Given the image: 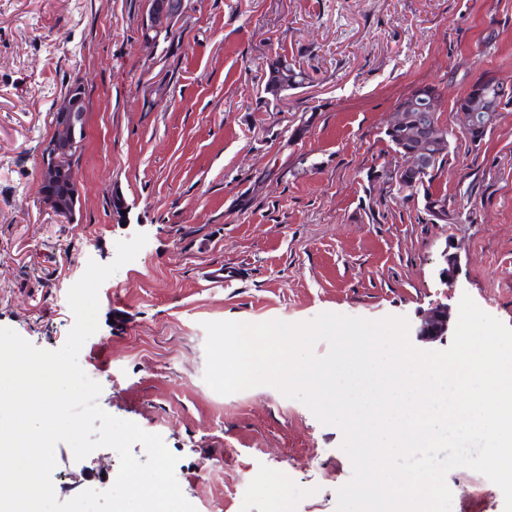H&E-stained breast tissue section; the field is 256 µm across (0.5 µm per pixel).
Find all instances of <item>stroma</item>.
Returning <instances> with one entry per match:
<instances>
[{"label": "stroma", "instance_id": "stroma-1", "mask_svg": "<svg viewBox=\"0 0 512 512\" xmlns=\"http://www.w3.org/2000/svg\"><path fill=\"white\" fill-rule=\"evenodd\" d=\"M180 39L141 32L146 0H0V327L61 348L69 289L116 244L147 243L99 290L79 363L98 403L160 435L197 512H336L352 476L337 427L259 385L221 395L204 380L207 321L289 323L324 312L457 321L470 295L512 328V104L479 148L457 140L422 195L398 193L385 130L420 85L455 101L490 76L512 92V0H191ZM285 59L308 79L265 94ZM87 91L72 219L39 203L43 140L68 83ZM127 210L113 215L112 196ZM459 273L442 279L444 253ZM59 501L108 489L119 458L55 448ZM451 512H504L466 467L446 477Z\"/></svg>", "mask_w": 512, "mask_h": 512}]
</instances>
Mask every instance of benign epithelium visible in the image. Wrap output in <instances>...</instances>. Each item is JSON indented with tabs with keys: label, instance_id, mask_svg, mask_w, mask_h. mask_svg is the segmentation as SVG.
I'll return each mask as SVG.
<instances>
[{
	"label": "benign epithelium",
	"instance_id": "7a95c632",
	"mask_svg": "<svg viewBox=\"0 0 512 512\" xmlns=\"http://www.w3.org/2000/svg\"><path fill=\"white\" fill-rule=\"evenodd\" d=\"M180 0H149V8L142 20L145 34L175 32L176 19L186 9L177 7ZM84 86L75 84L56 106L57 120L53 133L45 144V160L39 170L41 201L56 215L73 216L79 200V187L75 173L77 124L75 118L84 111ZM439 94L433 92L417 108L396 107L387 131L401 143V163L393 172L394 182L405 184L413 177L429 171L436 165L444 148L448 147V127L437 119ZM461 133L469 136L488 131L499 116L498 101L485 90L472 88L466 101L455 109ZM448 309L435 308L421 322L417 335L433 340L447 335Z\"/></svg>",
	"mask_w": 512,
	"mask_h": 512
}]
</instances>
